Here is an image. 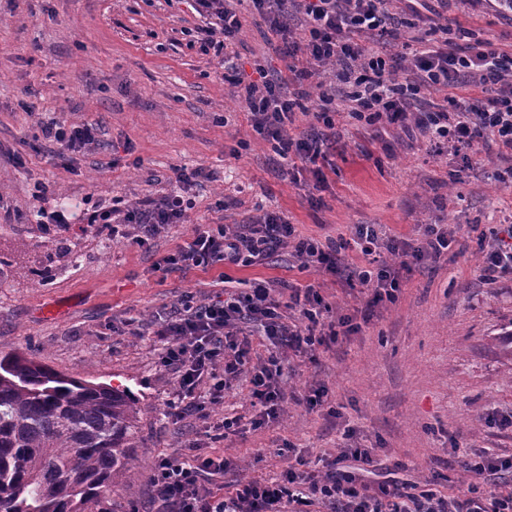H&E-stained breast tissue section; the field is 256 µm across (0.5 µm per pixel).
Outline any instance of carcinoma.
Returning a JSON list of instances; mask_svg holds the SVG:
<instances>
[{
	"instance_id": "carcinoma-1",
	"label": "carcinoma",
	"mask_w": 512,
	"mask_h": 512,
	"mask_svg": "<svg viewBox=\"0 0 512 512\" xmlns=\"http://www.w3.org/2000/svg\"><path fill=\"white\" fill-rule=\"evenodd\" d=\"M135 400L23 353L0 356V512H85L133 447Z\"/></svg>"
}]
</instances>
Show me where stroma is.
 <instances>
[{
    "instance_id": "stroma-1",
    "label": "stroma",
    "mask_w": 512,
    "mask_h": 512,
    "mask_svg": "<svg viewBox=\"0 0 512 512\" xmlns=\"http://www.w3.org/2000/svg\"><path fill=\"white\" fill-rule=\"evenodd\" d=\"M193 0H0V252L19 272L0 282V353L24 352L65 375L128 391L137 403L130 459L110 494L90 512H156L152 474L161 458L221 455L230 470L211 483L222 493L245 477H279L296 454L335 456L344 427L374 449L377 479L434 480L460 494L469 453L512 455V278L484 280L476 239L512 225V183L498 178L500 158L479 153L462 167L454 154L434 156L420 132L388 133L340 112L336 139L316 188L311 164L291 179L271 144L251 128L223 56L202 50ZM450 27L512 52V11L497 0H427ZM233 46L248 64L283 75L273 52L238 7ZM34 104L30 117L24 104ZM59 118L94 124L97 143L59 158L37 122ZM23 164H14L12 154ZM202 168L210 180L187 186L195 201L184 223L140 245L135 229L113 238L86 224L45 232L40 208L70 216L113 203L129 205L170 192L173 168ZM54 196L39 199L36 187ZM266 211L284 214L295 233L321 243L351 240L355 225L381 237L416 241L420 227L454 233L447 256L413 272L396 302L315 359L287 356L288 396L277 419L259 421L245 381L224 391L205 413L173 420L174 372L150 325L183 297L208 301L243 281L276 291L312 284L334 311L364 309L369 291L308 266L283 247L255 264L156 272L155 263L190 239L196 225L235 227ZM77 263L49 258L60 244ZM324 386V405L308 410L296 396ZM236 416L219 437L212 423Z\"/></svg>"
}]
</instances>
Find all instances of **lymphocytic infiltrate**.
Wrapping results in <instances>:
<instances>
[{
  "label": "lymphocytic infiltrate",
  "instance_id": "1",
  "mask_svg": "<svg viewBox=\"0 0 512 512\" xmlns=\"http://www.w3.org/2000/svg\"><path fill=\"white\" fill-rule=\"evenodd\" d=\"M252 21L273 38L275 51L288 58L287 76L268 77L264 69L243 88L241 100L253 130L287 161L317 160L336 126L337 109L331 94H322L309 117L318 134H290L296 108L306 98L298 82L318 69L344 64L349 87L344 100L350 114L383 128L413 129L427 137L435 154L454 151L472 164L481 150H495L512 158V56L491 44L459 46L423 45L412 54L387 57L370 53L365 38L391 35L395 0H250ZM236 0H195L203 18L202 45L222 51L236 39L242 22ZM301 19L299 30L288 24L289 15ZM406 82H397L398 72ZM446 93L447 108L421 109V90ZM204 170L174 172L175 189L158 199H147L125 210L99 209L85 221L118 235L123 224L139 225V243L159 236L167 226L183 223L193 207L180 186L204 177ZM447 229L426 225L420 243L388 239L380 243L368 224L357 225L354 244L362 264L349 270V287L372 286V305L395 302L404 275L425 259L440 260L448 250ZM495 241L479 247L481 272L493 280L512 275V225L496 230ZM288 244L294 254L326 273L340 271V245L321 244L298 237L287 218L266 212L237 231L224 226L197 225L192 237L154 266L166 273L175 269L207 267L219 263L250 265L270 250ZM397 256L398 264L380 258L381 250ZM294 314L283 320V310ZM358 329L347 314H333L315 285L292 288L287 298L257 283L242 291L222 292L206 302L188 297L152 330L165 341L164 365L175 369L182 398L193 400L195 410L201 383H208V401L220 403L226 386L248 376L250 394L260 416L278 417L284 402L281 388L284 352L314 355L321 346L338 342ZM260 333L272 343L261 366L251 364L249 336ZM352 432H345L335 458L311 472L289 467L280 477L240 480L233 490L217 494L203 488L206 477L223 474L227 463L220 456L193 460L164 458L154 468L152 486L156 512H308L310 506L328 512H512V491H502L498 480L512 471V459L479 451L466 465L470 477L464 494L450 496L431 485L408 481H373L376 460L372 449L352 447Z\"/></svg>",
  "mask_w": 512,
  "mask_h": 512
}]
</instances>
